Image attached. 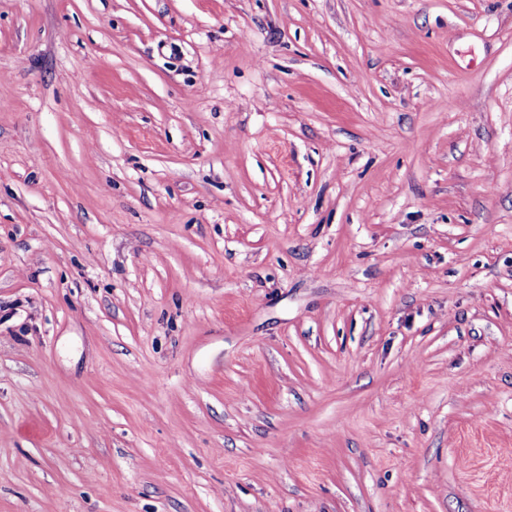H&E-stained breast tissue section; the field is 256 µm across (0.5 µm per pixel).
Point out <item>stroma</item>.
I'll return each mask as SVG.
<instances>
[{"label":"stroma","instance_id":"obj_1","mask_svg":"<svg viewBox=\"0 0 512 512\" xmlns=\"http://www.w3.org/2000/svg\"><path fill=\"white\" fill-rule=\"evenodd\" d=\"M0 512H512V0H0Z\"/></svg>","mask_w":512,"mask_h":512}]
</instances>
